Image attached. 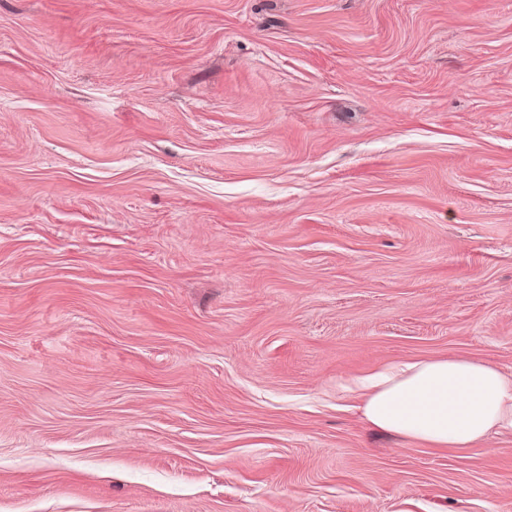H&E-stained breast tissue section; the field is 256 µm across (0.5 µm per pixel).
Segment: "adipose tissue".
<instances>
[{"instance_id": "obj_1", "label": "adipose tissue", "mask_w": 512, "mask_h": 512, "mask_svg": "<svg viewBox=\"0 0 512 512\" xmlns=\"http://www.w3.org/2000/svg\"><path fill=\"white\" fill-rule=\"evenodd\" d=\"M362 414L404 439L467 447L512 429V378L458 357L406 363L371 379Z\"/></svg>"}]
</instances>
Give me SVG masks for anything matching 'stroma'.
<instances>
[{
    "label": "stroma",
    "instance_id": "obj_1",
    "mask_svg": "<svg viewBox=\"0 0 512 512\" xmlns=\"http://www.w3.org/2000/svg\"><path fill=\"white\" fill-rule=\"evenodd\" d=\"M512 0H0V512H512ZM361 409L380 431L434 448L467 447L512 429V378L464 358L415 361L374 376Z\"/></svg>",
    "mask_w": 512,
    "mask_h": 512
}]
</instances>
